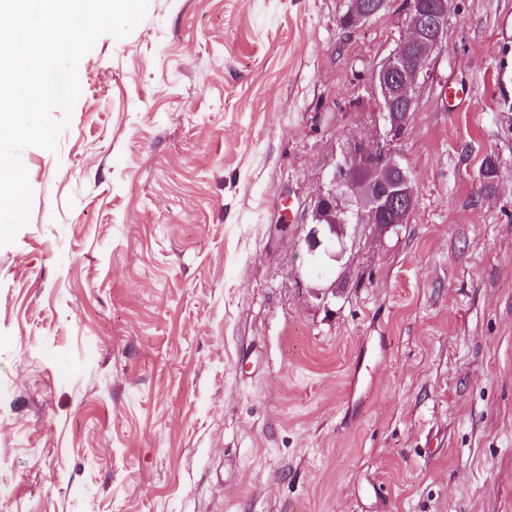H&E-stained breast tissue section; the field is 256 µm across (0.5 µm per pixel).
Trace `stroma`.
Returning <instances> with one entry per match:
<instances>
[{"label": "stroma", "mask_w": 512, "mask_h": 512, "mask_svg": "<svg viewBox=\"0 0 512 512\" xmlns=\"http://www.w3.org/2000/svg\"><path fill=\"white\" fill-rule=\"evenodd\" d=\"M347 3L148 0L82 57L0 247V512H512V0H451L413 214L318 274L403 31ZM359 1L349 0L346 12L339 19L340 25L343 28L357 29L374 15V12L367 10Z\"/></svg>", "instance_id": "1"}]
</instances>
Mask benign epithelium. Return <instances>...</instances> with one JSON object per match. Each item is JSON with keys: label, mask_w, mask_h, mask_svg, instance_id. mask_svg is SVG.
Returning a JSON list of instances; mask_svg holds the SVG:
<instances>
[{"label": "benign epithelium", "mask_w": 512, "mask_h": 512, "mask_svg": "<svg viewBox=\"0 0 512 512\" xmlns=\"http://www.w3.org/2000/svg\"><path fill=\"white\" fill-rule=\"evenodd\" d=\"M403 33L394 49L374 68L372 86L379 99L378 131L371 140L351 139L345 161L335 168L330 187L315 200L313 227L308 236L310 260L325 255L335 261L348 223L393 224L409 221L415 193L409 174L397 161L391 144L405 133L415 112L416 89L428 61L444 42L448 29V0H407ZM373 16L359 0H349L340 25L357 29Z\"/></svg>", "instance_id": "7a95c632"}]
</instances>
